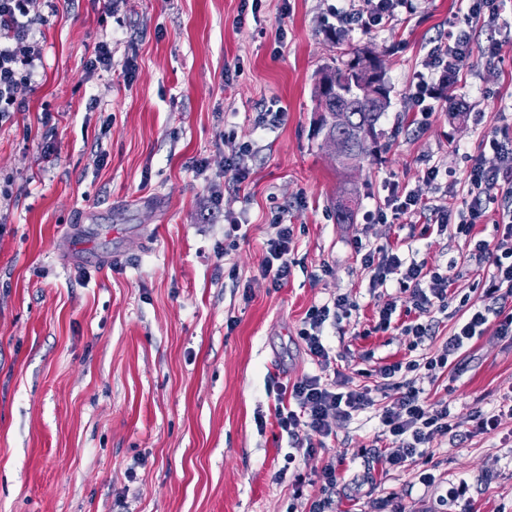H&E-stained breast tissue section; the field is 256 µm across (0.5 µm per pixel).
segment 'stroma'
<instances>
[{
	"label": "stroma",
	"mask_w": 512,
	"mask_h": 512,
	"mask_svg": "<svg viewBox=\"0 0 512 512\" xmlns=\"http://www.w3.org/2000/svg\"><path fill=\"white\" fill-rule=\"evenodd\" d=\"M337 4L117 0L108 11L103 0H32L42 64L25 108L0 119V512H303L331 461L336 512H375L385 496L403 512H512L507 415L488 433L437 438L427 457L393 470L359 454L377 437L370 408L337 419L313 454L285 460L275 392L314 371L298 335L309 307L354 301L325 334L361 385L364 371L434 354L461 298H477L490 273L474 244L499 239V200L484 199L470 235H438L422 214L367 221L388 184L457 214L473 161L499 164L489 139L512 143V43L486 62L493 32L483 25L472 28L473 69L429 118L414 110L422 63L449 23L465 21L466 0H420L415 14L339 46L326 36ZM105 39L112 71L88 74ZM344 47L375 52L390 87L377 153L347 170L313 134L317 74ZM452 100L463 111L449 112ZM266 110L283 123L260 127ZM243 144L249 175L235 185L224 160ZM346 188L355 217L341 224ZM278 217L294 227L281 285L264 274ZM361 245L450 269L448 308L422 345L402 333L417 313L399 288L385 292L397 306L390 329H377ZM464 358L461 373L412 375L462 422L512 394V342L489 331ZM424 471L433 483H421ZM462 483L465 496L447 501Z\"/></svg>",
	"instance_id": "stroma-1"
}]
</instances>
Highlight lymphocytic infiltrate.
I'll return each instance as SVG.
<instances>
[{"instance_id": "f902f5d3", "label": "lymphocytic infiltrate", "mask_w": 512, "mask_h": 512, "mask_svg": "<svg viewBox=\"0 0 512 512\" xmlns=\"http://www.w3.org/2000/svg\"><path fill=\"white\" fill-rule=\"evenodd\" d=\"M416 2L359 0L353 8L337 12L336 21L343 30L371 33L393 21L399 13H413ZM29 3L30 0H0L1 113L25 106L42 59V48L29 17ZM471 41L470 30L452 23L443 41L429 50L416 84L415 102L422 116H430L431 100L442 94L440 74L447 66H454L459 73L470 69ZM489 146L499 154L502 166L492 170L479 161L473 164L468 173L471 200L466 214L456 223L460 232H470L485 215L483 196L494 190L504 196L506 203L499 212L501 239L493 245L484 240L476 244L491 266L479 300L467 305L453 334L437 354L420 361L382 365L376 371L377 382L359 389L349 388L325 337L327 324H340L350 312L349 297L340 295L312 305L299 335L316 370L276 389L275 418L296 453L306 456L322 447L334 434L333 419H348L355 412L372 408L375 394L390 387L400 389L401 394L377 415L379 433L388 442L382 455L389 467L402 468L427 456L436 438L459 436L461 423L448 401H429L409 374L421 368L431 372L448 368L466 345L490 329L497 336L512 340V312H505L502 306L503 300L512 296V147L494 138ZM293 237L292 225L277 223L266 241L265 273L274 283L287 282L291 273ZM362 262L370 273L371 288L391 283L411 290L419 317L404 327V334L419 343L434 336L435 323L430 315L448 307V274L428 270L424 264L407 259L400 250L385 245L367 249Z\"/></svg>"}]
</instances>
